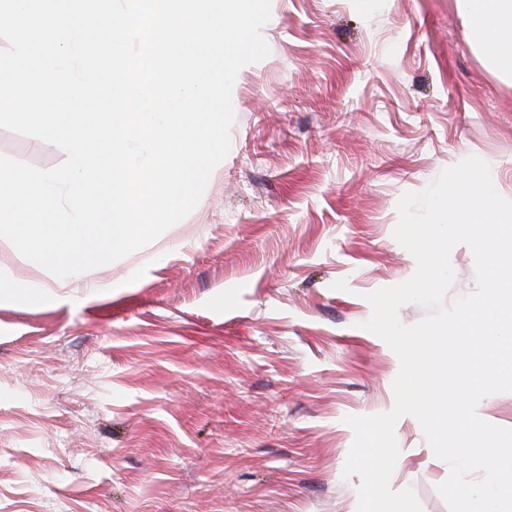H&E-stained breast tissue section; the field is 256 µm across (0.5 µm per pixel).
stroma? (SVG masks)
Wrapping results in <instances>:
<instances>
[{
	"label": "stroma",
	"mask_w": 512,
	"mask_h": 512,
	"mask_svg": "<svg viewBox=\"0 0 512 512\" xmlns=\"http://www.w3.org/2000/svg\"><path fill=\"white\" fill-rule=\"evenodd\" d=\"M238 72L231 149L194 211L68 297L0 241V512H356L348 415L399 360L367 293L411 277L400 196L467 156L512 199V72L457 0H272ZM0 154H66L0 129ZM393 491L448 512L418 420Z\"/></svg>",
	"instance_id": "35a3bbf8"
}]
</instances>
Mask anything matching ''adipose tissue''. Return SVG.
<instances>
[{
    "label": "adipose tissue",
    "mask_w": 512,
    "mask_h": 512,
    "mask_svg": "<svg viewBox=\"0 0 512 512\" xmlns=\"http://www.w3.org/2000/svg\"><path fill=\"white\" fill-rule=\"evenodd\" d=\"M465 15L472 19L473 30L482 41L496 43L493 61L512 69V42L501 40L500 35L512 27V0H458Z\"/></svg>",
    "instance_id": "1"
}]
</instances>
